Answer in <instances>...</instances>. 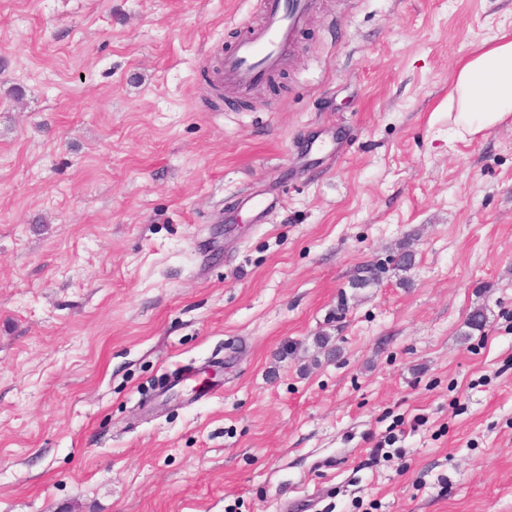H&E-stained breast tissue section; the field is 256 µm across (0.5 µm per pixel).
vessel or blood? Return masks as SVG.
<instances>
[{
    "instance_id": "vessel-or-blood-1",
    "label": "vessel or blood",
    "mask_w": 512,
    "mask_h": 512,
    "mask_svg": "<svg viewBox=\"0 0 512 512\" xmlns=\"http://www.w3.org/2000/svg\"><path fill=\"white\" fill-rule=\"evenodd\" d=\"M315 7L314 0H260L261 21L246 29L234 48L211 63V80L249 92L278 70Z\"/></svg>"
}]
</instances>
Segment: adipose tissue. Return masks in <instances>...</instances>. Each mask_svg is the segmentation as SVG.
<instances>
[{"label": "adipose tissue", "mask_w": 512, "mask_h": 512, "mask_svg": "<svg viewBox=\"0 0 512 512\" xmlns=\"http://www.w3.org/2000/svg\"><path fill=\"white\" fill-rule=\"evenodd\" d=\"M448 131L465 139L512 117V33L484 40L461 62L448 93Z\"/></svg>", "instance_id": "adipose-tissue-1"}]
</instances>
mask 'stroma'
I'll use <instances>...</instances> for the list:
<instances>
[{"mask_svg": "<svg viewBox=\"0 0 512 512\" xmlns=\"http://www.w3.org/2000/svg\"><path fill=\"white\" fill-rule=\"evenodd\" d=\"M255 18L0 0V512H512V119L448 137L512 0H317L206 108Z\"/></svg>", "mask_w": 512, "mask_h": 512, "instance_id": "stroma-1", "label": "stroma"}]
</instances>
